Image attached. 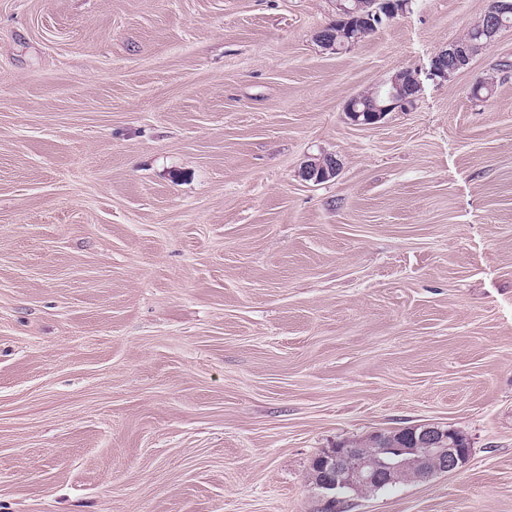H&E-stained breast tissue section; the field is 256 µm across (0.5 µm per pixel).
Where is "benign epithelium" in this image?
Here are the masks:
<instances>
[{
	"instance_id": "1",
	"label": "benign epithelium",
	"mask_w": 512,
	"mask_h": 512,
	"mask_svg": "<svg viewBox=\"0 0 512 512\" xmlns=\"http://www.w3.org/2000/svg\"><path fill=\"white\" fill-rule=\"evenodd\" d=\"M405 0H336V22L342 25L340 40L330 46L331 50L343 51L361 41L377 29V23L387 21L403 8ZM512 13V0H493L485 22L477 27L474 41L484 47L490 46L503 29V18ZM471 56L456 42L440 50L431 60L429 75L446 80L451 74L465 68ZM382 104L365 111L350 102L346 112L357 125H371L396 109L412 105L415 97L395 78L385 84ZM419 437L421 444L433 450V459L408 457L414 448H394L385 458L364 455L358 448H336L332 452L316 457V467L321 471L318 492L326 498L328 505L339 504L344 489L359 490L369 486H384L395 481V475L408 466L417 472L416 480L426 481L438 473L455 472L469 458V449L452 431L438 427H425Z\"/></svg>"
}]
</instances>
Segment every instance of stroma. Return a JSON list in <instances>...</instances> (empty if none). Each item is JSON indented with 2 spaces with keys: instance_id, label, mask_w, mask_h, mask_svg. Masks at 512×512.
Instances as JSON below:
<instances>
[{
  "instance_id": "1",
  "label": "stroma",
  "mask_w": 512,
  "mask_h": 512,
  "mask_svg": "<svg viewBox=\"0 0 512 512\" xmlns=\"http://www.w3.org/2000/svg\"><path fill=\"white\" fill-rule=\"evenodd\" d=\"M489 5L336 54L335 0H0V512H321L419 424L468 463L343 512H512V27L428 76ZM471 58L463 46L450 42L432 58L429 75L447 80L451 74L468 66ZM385 90L382 91L381 98L377 97L375 91H367L357 95L360 99L359 108L371 107L372 104L377 101L381 103V99L385 102L384 104H376L374 108L368 111L358 110L355 102H350L346 107V112L350 120L357 125H371L375 124L381 118H383L388 112H392L395 109H406L412 105L415 98V94L418 89H413L411 86L408 87L410 90H406L404 86L397 80V78L391 79L390 82L386 83ZM410 92L413 94L411 96ZM361 119V117H363ZM420 426L409 427L408 432L389 431L380 433V437L370 434L362 439L343 442V445L352 448H334L332 452L314 458L313 462L318 460L316 467L321 471L318 492L326 498L328 504L324 510L336 511H329L330 506H339L342 500L340 495L345 488L359 490L369 486H383L375 489L381 490L413 479L416 476L414 471L403 470L407 466L416 470V481H426L438 473L458 471L466 464L469 448H463L459 437L451 430L431 426L424 427L419 437L423 446L433 449V461H429L427 456L408 457L409 453L416 452L414 442L411 441V431L414 433ZM388 448L392 450L391 455H388ZM386 455L385 458L370 457Z\"/></svg>"
}]
</instances>
